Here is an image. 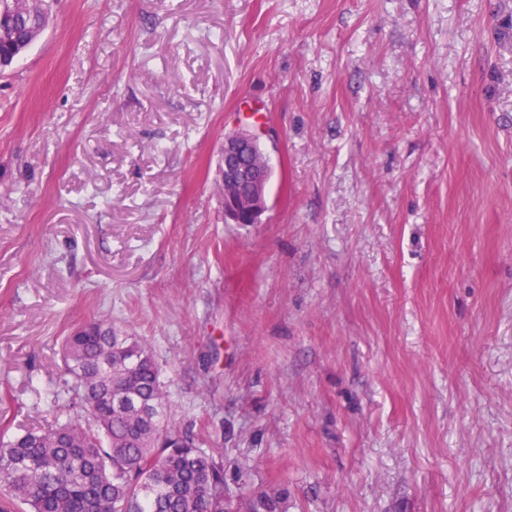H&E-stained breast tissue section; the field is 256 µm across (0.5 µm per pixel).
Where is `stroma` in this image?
Returning a JSON list of instances; mask_svg holds the SVG:
<instances>
[{
	"mask_svg": "<svg viewBox=\"0 0 512 512\" xmlns=\"http://www.w3.org/2000/svg\"><path fill=\"white\" fill-rule=\"evenodd\" d=\"M98 319L234 512H512V0H52L0 75V429ZM256 141L255 135L244 130L224 136L221 199L225 223L257 224L266 210L268 157L263 152L251 164L243 160Z\"/></svg>",
	"mask_w": 512,
	"mask_h": 512,
	"instance_id": "obj_1",
	"label": "stroma"
}]
</instances>
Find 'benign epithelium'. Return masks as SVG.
<instances>
[{
	"mask_svg": "<svg viewBox=\"0 0 512 512\" xmlns=\"http://www.w3.org/2000/svg\"><path fill=\"white\" fill-rule=\"evenodd\" d=\"M255 142L256 136L244 130L224 136L221 199L226 224H258L266 210L268 157L263 154L251 164L243 160Z\"/></svg>",
	"mask_w": 512,
	"mask_h": 512,
	"instance_id": "1",
	"label": "benign epithelium"
}]
</instances>
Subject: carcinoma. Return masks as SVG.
Wrapping results in <instances>:
<instances>
[{
  "label": "carcinoma",
  "instance_id": "cac0c4a2",
  "mask_svg": "<svg viewBox=\"0 0 512 512\" xmlns=\"http://www.w3.org/2000/svg\"><path fill=\"white\" fill-rule=\"evenodd\" d=\"M49 0L16 4L6 56L44 30ZM65 423L0 433V512H230L218 451L179 439L147 344L110 321L67 336Z\"/></svg>",
  "mask_w": 512,
  "mask_h": 512
}]
</instances>
